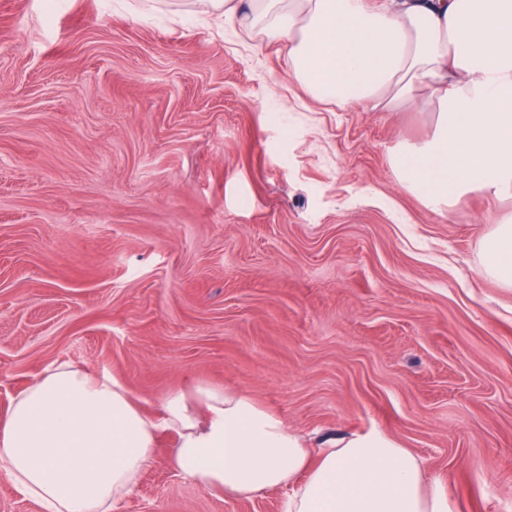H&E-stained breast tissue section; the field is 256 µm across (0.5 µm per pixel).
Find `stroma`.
Segmentation results:
<instances>
[{"label":"stroma","instance_id":"35a3bbf8","mask_svg":"<svg viewBox=\"0 0 512 512\" xmlns=\"http://www.w3.org/2000/svg\"><path fill=\"white\" fill-rule=\"evenodd\" d=\"M193 0H0V416L52 365L152 411L245 393L312 442L381 430L454 512H512V291L391 157L434 109L317 101L280 44ZM153 464L119 512H281Z\"/></svg>","mask_w":512,"mask_h":512}]
</instances>
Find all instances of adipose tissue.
Returning <instances> with one entry per match:
<instances>
[{
  "mask_svg": "<svg viewBox=\"0 0 512 512\" xmlns=\"http://www.w3.org/2000/svg\"><path fill=\"white\" fill-rule=\"evenodd\" d=\"M202 15L260 30L317 99L393 110L428 95L432 134L392 156L430 208L512 200V0H200ZM479 272L512 290V212L480 241ZM175 432L171 465L227 497L283 490V512H454L446 484L388 434L307 447L248 395L197 385L143 414L106 373L63 362L0 417V471L43 512H116Z\"/></svg>",
  "mask_w": 512,
  "mask_h": 512,
  "instance_id": "1",
  "label": "adipose tissue"
}]
</instances>
